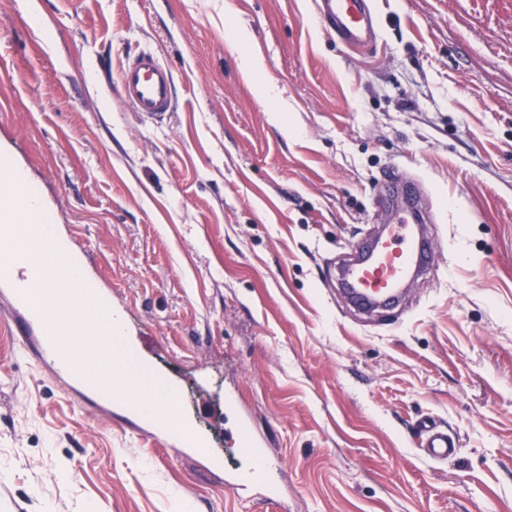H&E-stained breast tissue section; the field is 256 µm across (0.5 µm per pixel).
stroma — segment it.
I'll return each mask as SVG.
<instances>
[{
	"label": "stroma",
	"mask_w": 512,
	"mask_h": 512,
	"mask_svg": "<svg viewBox=\"0 0 512 512\" xmlns=\"http://www.w3.org/2000/svg\"><path fill=\"white\" fill-rule=\"evenodd\" d=\"M372 3L362 49L314 0H37V23L0 0V152L210 451L87 401L0 288V512H512V0ZM142 47L176 76L162 121L118 82ZM390 175L422 185L434 265L364 313L331 263L382 224ZM424 421L454 456L427 459ZM244 424L284 466L282 503L224 483L250 464Z\"/></svg>",
	"instance_id": "stroma-1"
}]
</instances>
